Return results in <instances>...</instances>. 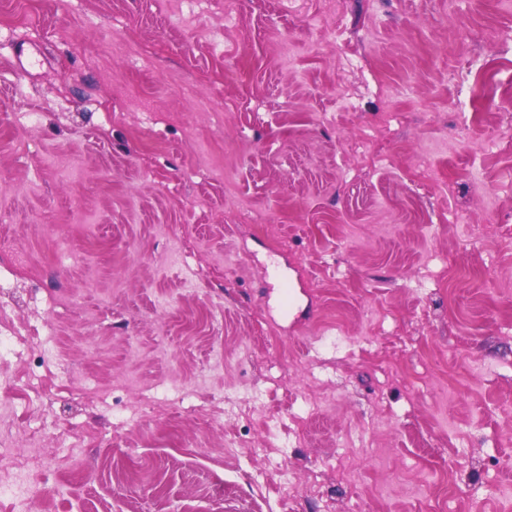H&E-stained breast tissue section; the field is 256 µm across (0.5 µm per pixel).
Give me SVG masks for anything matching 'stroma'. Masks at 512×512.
Returning a JSON list of instances; mask_svg holds the SVG:
<instances>
[{"mask_svg":"<svg viewBox=\"0 0 512 512\" xmlns=\"http://www.w3.org/2000/svg\"><path fill=\"white\" fill-rule=\"evenodd\" d=\"M507 29L512 0H0V317L42 338L0 441L57 463L28 512H512ZM172 380L211 419L146 412Z\"/></svg>","mask_w":512,"mask_h":512,"instance_id":"1","label":"stroma"}]
</instances>
